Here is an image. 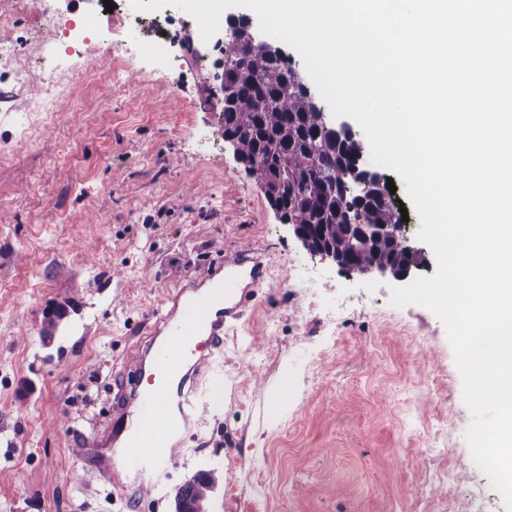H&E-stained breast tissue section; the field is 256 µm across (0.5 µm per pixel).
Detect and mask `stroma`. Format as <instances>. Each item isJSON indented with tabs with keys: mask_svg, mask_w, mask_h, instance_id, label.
<instances>
[{
	"mask_svg": "<svg viewBox=\"0 0 512 512\" xmlns=\"http://www.w3.org/2000/svg\"><path fill=\"white\" fill-rule=\"evenodd\" d=\"M68 2L111 29L112 75L57 55L36 15L0 0V54L46 78L38 109L0 71V512H148L94 472L73 475L72 450L177 291L173 272L246 245L265 283L199 382L219 405L155 512H175L200 470L218 477L209 512H473L490 482L442 322L391 305L389 279L308 253L225 142L207 80L221 53L188 14L167 6L157 24L123 0ZM131 66L147 88L127 82Z\"/></svg>",
	"mask_w": 512,
	"mask_h": 512,
	"instance_id": "35a3bbf8",
	"label": "stroma"
}]
</instances>
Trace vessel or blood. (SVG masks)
Segmentation results:
<instances>
[{"mask_svg": "<svg viewBox=\"0 0 512 512\" xmlns=\"http://www.w3.org/2000/svg\"><path fill=\"white\" fill-rule=\"evenodd\" d=\"M265 275L258 251L244 246L167 298L149 330L158 340L152 359L123 366L103 426L75 450L83 469L141 501L178 469L200 419L194 385L221 352L225 328L253 306Z\"/></svg>", "mask_w": 512, "mask_h": 512, "instance_id": "vessel-or-blood-1", "label": "vessel or blood"}]
</instances>
